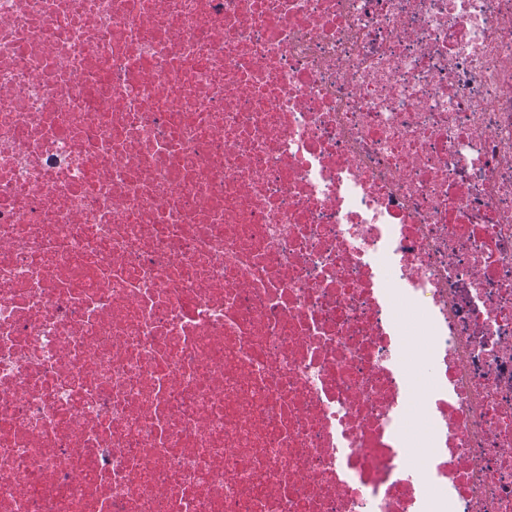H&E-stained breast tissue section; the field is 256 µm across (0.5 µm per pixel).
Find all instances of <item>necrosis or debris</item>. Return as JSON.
Here are the masks:
<instances>
[{"label": "necrosis or debris", "mask_w": 512, "mask_h": 512, "mask_svg": "<svg viewBox=\"0 0 512 512\" xmlns=\"http://www.w3.org/2000/svg\"><path fill=\"white\" fill-rule=\"evenodd\" d=\"M0 512H512V0H0Z\"/></svg>", "instance_id": "4bbe7bcc"}]
</instances>
